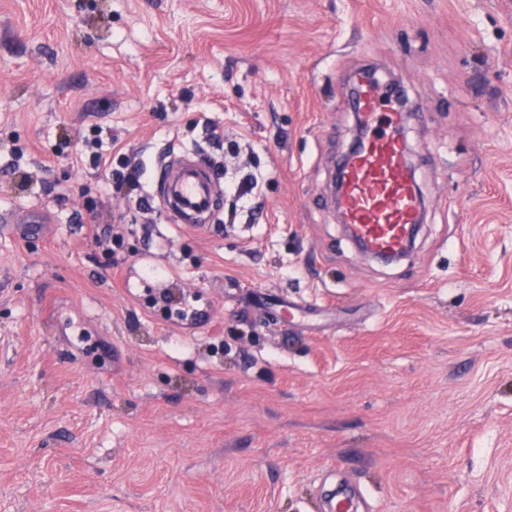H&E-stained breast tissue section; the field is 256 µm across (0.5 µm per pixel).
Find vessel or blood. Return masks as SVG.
Returning <instances> with one entry per match:
<instances>
[{"mask_svg":"<svg viewBox=\"0 0 512 512\" xmlns=\"http://www.w3.org/2000/svg\"><path fill=\"white\" fill-rule=\"evenodd\" d=\"M381 89L362 79L352 108L363 125L375 121ZM398 119H389L387 131L367 136L361 148L340 164L342 187L338 205L350 238L376 257L400 253L420 213L415 179L408 166ZM153 200L170 206L175 221L205 226L221 196L209 168L200 160L167 161L154 173Z\"/></svg>","mask_w":512,"mask_h":512,"instance_id":"1","label":"vessel or blood"}]
</instances>
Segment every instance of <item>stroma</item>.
<instances>
[{"mask_svg":"<svg viewBox=\"0 0 512 512\" xmlns=\"http://www.w3.org/2000/svg\"><path fill=\"white\" fill-rule=\"evenodd\" d=\"M413 102L384 265L329 186L363 68ZM208 156L205 232L87 142ZM124 239L104 252L109 225ZM512 512V0H0V512Z\"/></svg>","mask_w":512,"mask_h":512,"instance_id":"35a3bbf8","label":"stroma"}]
</instances>
